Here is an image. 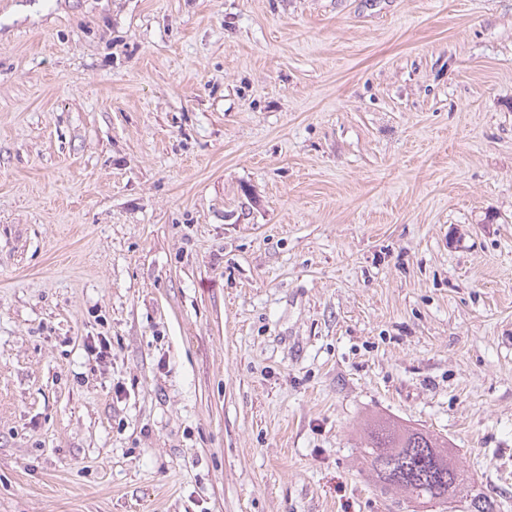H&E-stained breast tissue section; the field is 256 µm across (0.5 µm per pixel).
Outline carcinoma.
<instances>
[{"label": "carcinoma", "instance_id": "cac0c4a2", "mask_svg": "<svg viewBox=\"0 0 512 512\" xmlns=\"http://www.w3.org/2000/svg\"><path fill=\"white\" fill-rule=\"evenodd\" d=\"M360 456L384 494L418 504L459 499L466 512H496L497 503L473 492L472 478L455 460L448 441L386 420L366 424Z\"/></svg>", "mask_w": 512, "mask_h": 512}]
</instances>
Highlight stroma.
I'll return each instance as SVG.
<instances>
[{"instance_id": "stroma-1", "label": "stroma", "mask_w": 512, "mask_h": 512, "mask_svg": "<svg viewBox=\"0 0 512 512\" xmlns=\"http://www.w3.org/2000/svg\"><path fill=\"white\" fill-rule=\"evenodd\" d=\"M512 512V0H0V512ZM362 447L360 456L384 494L422 505L459 498L466 503L463 511H497L494 500L472 492L473 479L455 460L448 441L438 435L374 420L366 424Z\"/></svg>"}]
</instances>
